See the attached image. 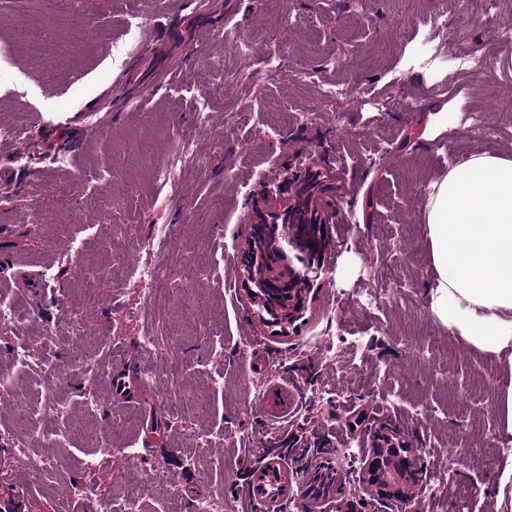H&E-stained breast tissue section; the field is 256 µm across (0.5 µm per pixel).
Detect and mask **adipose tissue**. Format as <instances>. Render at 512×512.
<instances>
[{"label": "adipose tissue", "mask_w": 512, "mask_h": 512, "mask_svg": "<svg viewBox=\"0 0 512 512\" xmlns=\"http://www.w3.org/2000/svg\"><path fill=\"white\" fill-rule=\"evenodd\" d=\"M423 211L431 312L472 346L512 362V159L475 155L449 167Z\"/></svg>", "instance_id": "ef3b65f1"}]
</instances>
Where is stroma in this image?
I'll list each match as a JSON object with an SVG mask.
<instances>
[{"instance_id": "obj_1", "label": "stroma", "mask_w": 512, "mask_h": 512, "mask_svg": "<svg viewBox=\"0 0 512 512\" xmlns=\"http://www.w3.org/2000/svg\"><path fill=\"white\" fill-rule=\"evenodd\" d=\"M80 7L93 18L86 44L71 41L54 0H0V126L22 129L21 137L0 138V174L9 182L0 191V253L55 275L43 298L18 294L22 321L0 327V371L13 382L0 392V450L17 437L15 390L35 391L48 370L63 376L57 428L67 435L40 486L29 489L31 512H56L62 499L83 497L81 466L91 455L107 467L101 493H110L113 477L143 478L160 467L175 474L186 503L217 495L232 512H255L241 487L275 453L309 457L294 474L291 512H302L310 468L321 462L336 471L329 500L396 512L394 502L363 490L356 462L340 454L367 448L380 421L417 448L426 512H454L462 498L468 512H495L490 491L512 459L496 389L512 370L431 312L422 199L454 147L512 158V117L493 109L512 98V78L498 75L512 70V10L487 15L445 0H208L182 10L173 39L163 0H82ZM443 11L447 28L433 29ZM135 15L155 30L160 55L143 57L140 37L129 32ZM47 25L68 61L30 66L16 31ZM237 38L260 44L242 58L230 47ZM425 39L442 54L477 47L474 73L413 60L406 44ZM275 54L300 61V69L265 73ZM137 57L143 63L135 69ZM215 59L235 76L222 90L210 77ZM148 77L153 92L137 95ZM352 84L357 93L344 99L326 94ZM371 95L393 101L394 110L373 112L363 103ZM202 101L213 115L196 140L206 164L171 163L170 186L154 184L151 164L170 163ZM477 106L492 136L468 133L467 113ZM228 111L240 114L229 134ZM446 113L455 122L443 124ZM312 174L325 201L337 204L352 191L356 206L327 226L331 272L317 283L306 323L279 336L258 323L238 288V248L251 232L247 215L268 205L271 188L284 199L303 194ZM33 183L48 219L39 229L19 218ZM91 186L98 196H85ZM123 224L137 225L138 239L121 234ZM157 224L173 231L169 259L179 272L171 297L185 280L216 277L221 285L172 344L175 376L154 380L117 411L105 384L85 404V379L71 369L82 349L71 321L94 329L104 363L136 373L150 364L139 345L144 330L163 331L175 319L168 308L143 312L140 287L124 267L131 253L143 264L156 261L141 241ZM365 292L377 300L367 312L357 303ZM406 336L416 352L403 345ZM38 339L46 345L40 366L14 361L18 342ZM257 339L265 357L254 354ZM274 381L300 391L284 420L263 414L282 401L266 392ZM456 386L468 392L452 405L447 392ZM473 444L480 454L469 453Z\"/></svg>"}]
</instances>
